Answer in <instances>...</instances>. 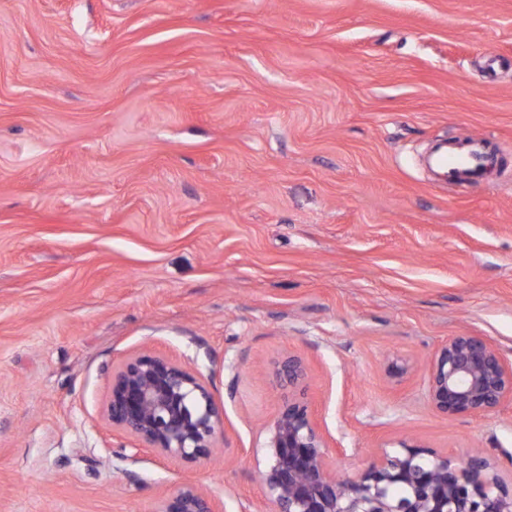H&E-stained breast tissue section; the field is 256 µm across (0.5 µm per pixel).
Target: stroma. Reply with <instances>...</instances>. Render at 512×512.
<instances>
[{"mask_svg": "<svg viewBox=\"0 0 512 512\" xmlns=\"http://www.w3.org/2000/svg\"><path fill=\"white\" fill-rule=\"evenodd\" d=\"M456 136L480 189L420 164ZM462 331L512 359V0H0V512H264L289 354L340 476L405 441L511 481L512 403L429 400ZM146 350L208 378L211 459L112 454ZM219 503L203 488L184 484L172 496L162 499L158 512H223Z\"/></svg>", "mask_w": 512, "mask_h": 512, "instance_id": "stroma-1", "label": "stroma"}]
</instances>
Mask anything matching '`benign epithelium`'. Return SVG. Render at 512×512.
<instances>
[{
    "instance_id": "obj_1",
    "label": "benign epithelium",
    "mask_w": 512,
    "mask_h": 512,
    "mask_svg": "<svg viewBox=\"0 0 512 512\" xmlns=\"http://www.w3.org/2000/svg\"><path fill=\"white\" fill-rule=\"evenodd\" d=\"M304 362L288 356L275 377L288 396L262 425L266 465L260 471L266 512H512V486L486 458L462 461L405 441L383 449L357 478H341L327 440L304 398ZM432 406L448 415L491 412L512 402V362L484 338H448L428 365ZM107 417L119 447L131 440L163 458H210L224 432V409L203 375L152 353L112 371ZM158 512H223L203 488L185 484Z\"/></svg>"
}]
</instances>
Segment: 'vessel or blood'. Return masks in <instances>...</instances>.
I'll return each instance as SVG.
<instances>
[{"label":"vessel or blood","mask_w":512,"mask_h":512,"mask_svg":"<svg viewBox=\"0 0 512 512\" xmlns=\"http://www.w3.org/2000/svg\"><path fill=\"white\" fill-rule=\"evenodd\" d=\"M491 161L489 142L466 137L439 144L430 155V165L443 181L475 185Z\"/></svg>","instance_id":"vessel-or-blood-1"}]
</instances>
